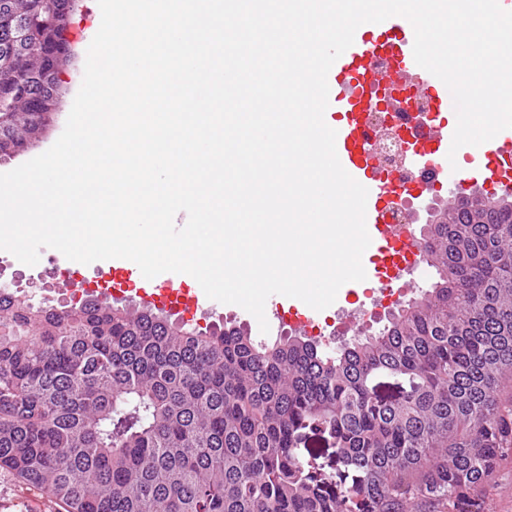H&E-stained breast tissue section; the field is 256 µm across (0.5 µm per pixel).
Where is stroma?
<instances>
[{"mask_svg":"<svg viewBox=\"0 0 512 512\" xmlns=\"http://www.w3.org/2000/svg\"><path fill=\"white\" fill-rule=\"evenodd\" d=\"M100 24L97 0H76L68 33L73 56L60 75L62 90L58 109L41 139L11 159L0 162V173L42 154L59 138L82 83L87 48ZM111 269V261L85 265L62 259L60 252L51 248L44 249L38 264L27 266L10 252L0 250V283L23 290L34 301L44 300L58 307L78 302L85 290L96 287ZM386 292V284L375 277L344 284L335 302L315 314L324 344L334 347L358 332L377 329L385 320L377 309ZM0 512H66V509L50 493L31 489L12 472L0 468Z\"/></svg>","mask_w":512,"mask_h":512,"instance_id":"obj_1","label":"stroma"}]
</instances>
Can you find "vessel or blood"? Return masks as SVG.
<instances>
[{"instance_id": "obj_1", "label": "vessel or blood", "mask_w": 512, "mask_h": 512, "mask_svg": "<svg viewBox=\"0 0 512 512\" xmlns=\"http://www.w3.org/2000/svg\"><path fill=\"white\" fill-rule=\"evenodd\" d=\"M414 30L405 18L394 16L380 23L362 24L354 42L332 65L328 73L329 104L338 116L336 151L343 168L368 190L366 228L371 238L369 263L377 278L388 282L404 277L422 263L424 248L415 229L391 223L390 207L397 193L423 197L431 185L452 183L465 191L475 185L512 193V128L501 131L495 146L482 155H471L464 167L452 168L447 155L455 128L440 121L448 109V88L437 77L419 67L413 56ZM396 58L401 74L412 77L428 97L431 109L417 114L410 123L414 156L432 162V176L403 187L395 186L377 170L370 149V104L372 89L380 76L374 62L380 55ZM142 306L178 319H187L197 309L215 308L205 294L178 287L175 278L161 284L145 281L136 289Z\"/></svg>"}]
</instances>
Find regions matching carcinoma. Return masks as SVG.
Wrapping results in <instances>:
<instances>
[{
  "label": "carcinoma",
  "mask_w": 512,
  "mask_h": 512,
  "mask_svg": "<svg viewBox=\"0 0 512 512\" xmlns=\"http://www.w3.org/2000/svg\"><path fill=\"white\" fill-rule=\"evenodd\" d=\"M72 13L0 0V160L49 121L71 47L44 34ZM423 244L430 288L332 351L0 289V467L67 512H485L512 458V194H457ZM380 376L407 394L375 398ZM315 431L326 474L300 455Z\"/></svg>",
  "instance_id": "obj_1"
}]
</instances>
